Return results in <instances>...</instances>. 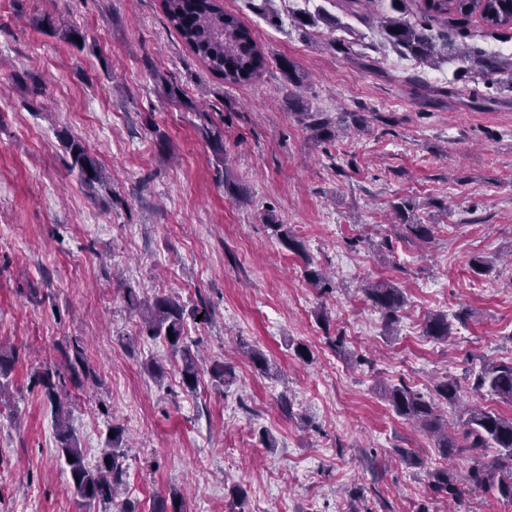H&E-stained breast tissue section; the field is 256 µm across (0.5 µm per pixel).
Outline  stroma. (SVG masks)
<instances>
[{
    "mask_svg": "<svg viewBox=\"0 0 512 512\" xmlns=\"http://www.w3.org/2000/svg\"><path fill=\"white\" fill-rule=\"evenodd\" d=\"M222 4L267 58L244 85L206 70L162 0H0V350L15 358L0 406V512H104L70 489L36 383L47 367L67 380L86 465L112 426L124 429L122 497L140 512L173 488L187 512H235V485L248 512H350L359 492L363 512H512L470 485V458H443L384 395L403 383L430 400L449 375L460 385L441 408L449 430L473 407L512 416V402L474 387L486 365L512 362V76L457 60L395 66L379 23L390 0L359 17L340 0ZM300 10L316 24L296 28ZM73 25L84 48L63 36ZM431 33L475 52L503 47L512 63L510 28L472 17ZM284 59L300 86L285 82ZM64 132L102 164L105 184L81 183ZM402 201L432 225L429 240L404 238L391 215ZM274 222L304 255L279 244ZM477 257L487 274L472 270ZM309 267L329 273L328 288L308 283ZM376 281L406 291L390 329L364 294ZM128 287L199 309L186 334L207 364L231 363L233 384L204 372L185 390L178 359L140 336ZM437 313L453 319L445 343L424 333ZM73 344L90 370L76 381L63 357ZM441 467L460 491L452 510L429 489Z\"/></svg>",
    "mask_w": 512,
    "mask_h": 512,
    "instance_id": "35a3bbf8",
    "label": "stroma"
}]
</instances>
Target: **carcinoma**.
Returning a JSON list of instances; mask_svg holds the SVG:
<instances>
[{
    "label": "carcinoma",
    "mask_w": 512,
    "mask_h": 512,
    "mask_svg": "<svg viewBox=\"0 0 512 512\" xmlns=\"http://www.w3.org/2000/svg\"><path fill=\"white\" fill-rule=\"evenodd\" d=\"M162 6L169 23L186 47L224 83H247L264 69L266 58L252 30L237 16L224 11L220 0H162ZM391 10L396 15L386 18L384 31L387 40L403 55L419 61L446 60L450 54L464 60L471 59L468 51L446 41H437L429 34L427 25L412 24L401 17L406 11V0H391ZM420 13L427 20L476 15L489 29L512 28V0H422ZM64 140L72 159L71 168L78 171L83 184L92 189L103 183V167L82 143L69 136ZM269 227L285 249L299 255L304 253L303 242L296 239L285 225L271 223ZM365 293L383 312L385 326L389 327L398 320V312L404 304L401 288L393 283L377 282L368 285ZM126 301L141 316L142 335L168 344L172 354L180 357L183 386L191 392L196 391L200 357L185 340L184 324L186 317L196 316L198 310L186 308L175 296H161L146 302L132 288L127 289ZM425 333L435 340L447 341L451 335L448 315L430 316L425 324ZM58 376V372L47 367L38 374V384L52 407L57 451L65 458L73 457L68 462L73 495L89 506L97 503L110 505L116 501L126 473L123 429L112 427L108 450L95 467H88L80 439L69 424L68 408L61 398L63 383L56 380ZM485 386L499 398L511 402L512 362L486 366L477 377L476 388ZM435 392L447 403L458 399L457 383L448 377L437 384ZM386 397L397 415L420 424L437 437V447L443 455L468 454L474 461L470 470L473 485L493 490L502 500L512 503V417L477 410L466 420L458 438L443 426L435 403L407 386L387 389ZM488 448L498 449V456L485 466L479 458ZM430 489L435 494H447L452 500H458L459 490L446 469L433 473ZM151 512H186L181 493L173 489L168 496L154 499Z\"/></svg>",
    "instance_id": "obj_1"
}]
</instances>
